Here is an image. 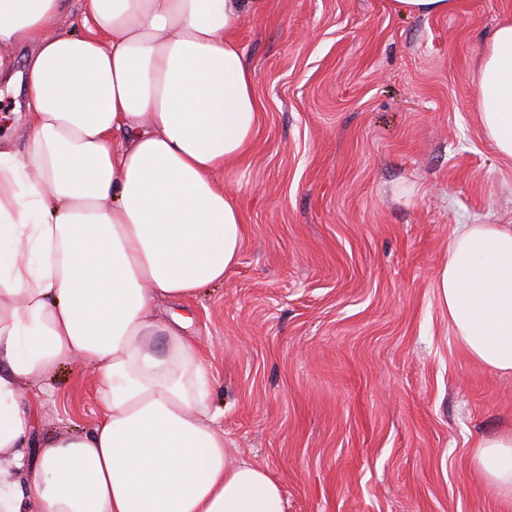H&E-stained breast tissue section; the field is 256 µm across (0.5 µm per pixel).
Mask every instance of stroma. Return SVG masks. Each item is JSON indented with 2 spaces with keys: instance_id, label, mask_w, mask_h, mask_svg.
<instances>
[{
  "instance_id": "obj_1",
  "label": "stroma",
  "mask_w": 512,
  "mask_h": 512,
  "mask_svg": "<svg viewBox=\"0 0 512 512\" xmlns=\"http://www.w3.org/2000/svg\"><path fill=\"white\" fill-rule=\"evenodd\" d=\"M394 2L267 0L236 31L260 106L248 165L224 178L240 258L161 318L189 317L231 460L267 469L287 512H503L472 450L512 425V375L461 351L437 275L458 225L512 224V161L474 101L512 0ZM23 121L0 91V143L26 150ZM47 382L53 400L27 394L39 435L86 426L94 369ZM401 12L428 16L434 14H447L454 6V0H396Z\"/></svg>"
}]
</instances>
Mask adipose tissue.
Listing matches in <instances>:
<instances>
[{"label":"adipose tissue","instance_id":"obj_1","mask_svg":"<svg viewBox=\"0 0 512 512\" xmlns=\"http://www.w3.org/2000/svg\"><path fill=\"white\" fill-rule=\"evenodd\" d=\"M80 3L75 34L59 29L68 0H0V83L23 84L30 133L26 152L0 149V512H286L267 470L230 462L210 364L157 312L238 262L220 178L246 163L260 112L234 34L266 0ZM475 99L512 160V20ZM438 287L462 351L512 374V225H459ZM65 363L94 366L97 417L36 440L24 393ZM473 456L511 503L512 428Z\"/></svg>","mask_w":512,"mask_h":512}]
</instances>
